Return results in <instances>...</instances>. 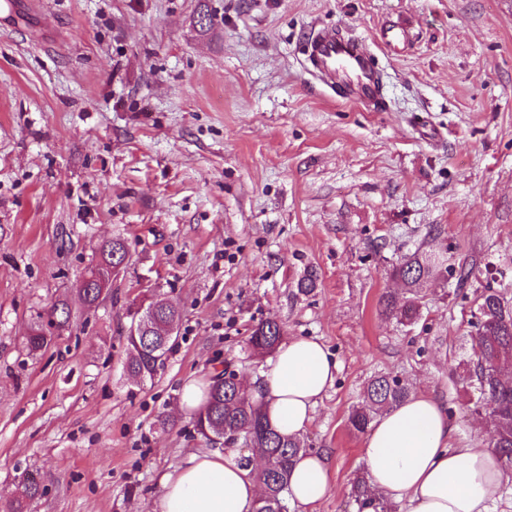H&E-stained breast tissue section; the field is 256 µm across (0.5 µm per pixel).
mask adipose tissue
<instances>
[{"label":"adipose tissue","mask_w":512,"mask_h":512,"mask_svg":"<svg viewBox=\"0 0 512 512\" xmlns=\"http://www.w3.org/2000/svg\"><path fill=\"white\" fill-rule=\"evenodd\" d=\"M337 371L321 342L291 336L246 389L273 428L299 437ZM451 432L447 411L424 394L378 417L363 448L372 490L404 504L405 512H491L505 472L486 445L452 447ZM258 467V458L246 461L233 451L191 452L184 465L162 475L158 512H254ZM329 471L325 454L299 456L289 499L302 506L321 502L330 491Z\"/></svg>","instance_id":"1"}]
</instances>
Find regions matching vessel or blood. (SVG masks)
<instances>
[{"instance_id": "vessel-or-blood-1", "label": "vessel or blood", "mask_w": 512, "mask_h": 512, "mask_svg": "<svg viewBox=\"0 0 512 512\" xmlns=\"http://www.w3.org/2000/svg\"><path fill=\"white\" fill-rule=\"evenodd\" d=\"M305 61L309 71L343 101L379 107L381 77L363 39L336 28H321L306 38Z\"/></svg>"}]
</instances>
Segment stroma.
<instances>
[{"label":"stroma","mask_w":512,"mask_h":512,"mask_svg":"<svg viewBox=\"0 0 512 512\" xmlns=\"http://www.w3.org/2000/svg\"><path fill=\"white\" fill-rule=\"evenodd\" d=\"M403 19L405 46L383 47ZM316 25L365 38L384 106L306 73ZM116 233L129 260L86 307L77 282ZM419 249L473 272L429 287L404 327L379 299ZM150 288L181 316L140 385L126 309ZM487 288L512 295V0H0V512L27 473L45 489L27 512H155L161 475L205 445L183 382L225 362L257 375L247 339L268 318L340 366L304 435L330 492L288 512H356L365 436L347 417L373 375L435 397L454 443H488L459 379ZM60 301L70 332L28 353Z\"/></svg>","instance_id":"35a3bbf8"}]
</instances>
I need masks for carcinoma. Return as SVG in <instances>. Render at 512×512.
Instances as JSON below:
<instances>
[{
    "mask_svg": "<svg viewBox=\"0 0 512 512\" xmlns=\"http://www.w3.org/2000/svg\"><path fill=\"white\" fill-rule=\"evenodd\" d=\"M131 244L116 235L101 249V260L86 269L88 275H108L111 269L129 255ZM472 269L455 265L445 252L417 250L392 264L390 276L403 285L404 297L384 294L379 305L381 314L395 319L403 326H413L423 317L425 287L453 277L467 280ZM77 293L89 307L98 306L103 289L96 282L82 280ZM180 319L176 304L162 303L151 316L149 330L126 332V357L123 368L136 382L151 381L163 366L167 352L176 337L169 335V323ZM71 326L67 304L57 303L38 313L30 323L26 348L30 353L46 349L55 338ZM475 349L462 366L460 378L466 386L475 389L477 399L472 411L484 416L490 429L488 448L499 458L504 469L512 470V301L500 291L489 288L478 298V316L474 322ZM284 327L266 319L253 327L248 344L253 353L275 352L283 339ZM221 374L212 376L206 404L193 418V426L203 440H224V447L239 448L245 438H251V447L260 449L264 466L257 474L262 493L255 512H288L286 494L291 469L298 455L309 452L303 440L284 435L268 423L262 405L250 400L233 383L219 384ZM412 395L410 384L390 374L372 377L364 386L362 402L348 415V425L357 433L367 432L375 418L398 407ZM40 482L24 475L17 485L11 512H25L27 501L43 494ZM368 479L362 475L351 484L349 499L363 512L371 506L373 512H394L395 506L385 499L368 496Z\"/></svg>",
    "mask_w": 512,
    "mask_h": 512,
    "instance_id": "cac0c4a2",
    "label": "carcinoma"
}]
</instances>
